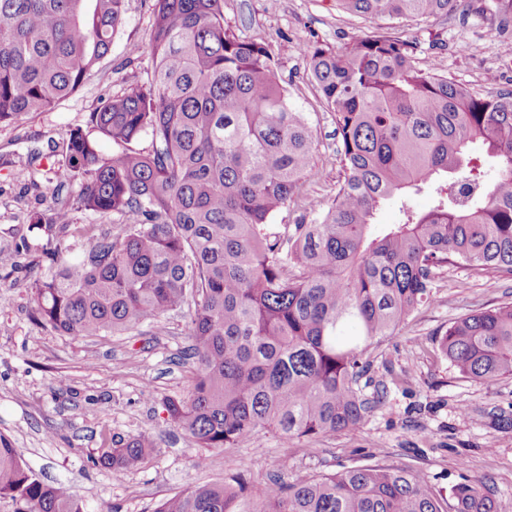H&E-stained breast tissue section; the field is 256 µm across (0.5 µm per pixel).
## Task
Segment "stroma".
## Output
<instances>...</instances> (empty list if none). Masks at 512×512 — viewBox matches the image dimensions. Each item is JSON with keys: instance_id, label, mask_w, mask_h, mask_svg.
Wrapping results in <instances>:
<instances>
[{"instance_id": "1", "label": "stroma", "mask_w": 512, "mask_h": 512, "mask_svg": "<svg viewBox=\"0 0 512 512\" xmlns=\"http://www.w3.org/2000/svg\"><path fill=\"white\" fill-rule=\"evenodd\" d=\"M479 5L462 0L451 15L392 24L344 13L336 0H224L225 28L270 47L280 81L314 137L322 176L301 185L274 223L311 222L330 205L341 174L332 115L300 46L338 49L360 32L393 26L416 43L420 62L461 85L512 90V50ZM151 23V0H126L109 53L75 94L49 111L0 123V438L20 449L44 483L63 484L83 512H153L188 485L220 482L234 472L248 482L240 502L248 512L271 477L290 483L366 464L418 470L444 492L460 477H478L497 512H512V376L487 384L464 378L438 349L456 318L512 302V277L462 265L438 270L433 301L368 353L372 368L360 388L372 393L381 380L389 387L361 428L288 444L262 431L237 447L211 450L201 469L191 465L196 447L169 424L163 405L190 383L192 364L184 358L190 306L122 335L73 338L32 321L31 289L48 274L52 256L79 255L93 235L120 230L118 216L78 204L76 180L62 192L73 222L60 228L51 221V192L67 166L69 131L87 128L103 101L146 79L149 53L128 67L123 60L130 42H147ZM30 155L36 161L28 166L23 159ZM37 214L42 223H33ZM400 372L408 386L390 384ZM140 435L158 443L141 470L118 474L89 464L112 439Z\"/></svg>"}]
</instances>
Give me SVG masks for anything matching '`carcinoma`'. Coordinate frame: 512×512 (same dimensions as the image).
Listing matches in <instances>:
<instances>
[{"instance_id": "obj_1", "label": "carcinoma", "mask_w": 512, "mask_h": 512, "mask_svg": "<svg viewBox=\"0 0 512 512\" xmlns=\"http://www.w3.org/2000/svg\"><path fill=\"white\" fill-rule=\"evenodd\" d=\"M370 18L447 15L458 0H336ZM148 78L105 100L67 140L78 202L127 220L31 289L33 319L66 336L136 330L193 302L187 393L164 403L206 464L260 430L288 442L353 429L387 394L359 380L368 348L432 299L437 270L512 277V90H471L416 61L398 32L303 47L332 113L342 176L310 224H271L300 183L319 178L312 131L264 44L224 28V0H152ZM482 10L512 22V0ZM125 0H0V123L54 108L110 51ZM117 146L99 153L92 134ZM150 148L139 147L142 138ZM496 169L485 179L484 164ZM433 206L410 198L424 190ZM51 223H71L54 198ZM398 205L397 224L377 211ZM475 381L512 375V303L464 315L439 342ZM157 453L145 436L90 458L118 473ZM243 483L195 484L153 512H238ZM18 512H82L19 449L0 446V498ZM496 512L479 478L444 496L416 470L354 466L290 484L273 478L250 512Z\"/></svg>"}]
</instances>
